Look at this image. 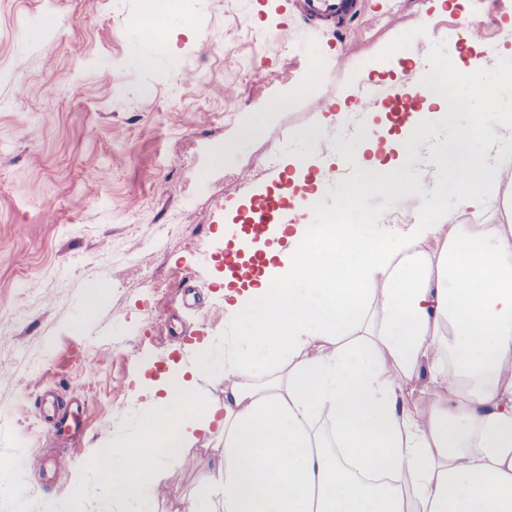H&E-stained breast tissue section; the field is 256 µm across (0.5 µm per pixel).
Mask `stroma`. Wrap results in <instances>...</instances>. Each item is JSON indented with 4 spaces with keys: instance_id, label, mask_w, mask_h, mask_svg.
Returning <instances> with one entry per match:
<instances>
[{
    "instance_id": "stroma-1",
    "label": "stroma",
    "mask_w": 512,
    "mask_h": 512,
    "mask_svg": "<svg viewBox=\"0 0 512 512\" xmlns=\"http://www.w3.org/2000/svg\"><path fill=\"white\" fill-rule=\"evenodd\" d=\"M361 17L333 30L284 0H181L137 21L148 0H0V512H97L85 492L136 409L198 347L224 357V236L250 196L275 192L295 163L378 158L401 192L419 177L396 145L383 107L427 63L454 58L486 70L512 57V0H362ZM476 22L464 44L443 38L457 17ZM496 46L487 57L483 48ZM330 68L318 90L306 75ZM375 94L356 108L362 86ZM286 100L279 111L270 101ZM372 113L376 148L337 134ZM259 133L230 161L217 150L243 127ZM324 128L317 146L303 134ZM362 202L389 224L481 218L451 201L393 204L381 189ZM102 295L87 308V290ZM94 365L93 380L81 379ZM78 397L86 427L79 458L65 456L37 416L38 397ZM177 477L151 488L156 512H184L213 475L194 445Z\"/></svg>"
}]
</instances>
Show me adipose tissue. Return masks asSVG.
Listing matches in <instances>:
<instances>
[{"instance_id":"obj_1","label":"adipose tissue","mask_w":512,"mask_h":512,"mask_svg":"<svg viewBox=\"0 0 512 512\" xmlns=\"http://www.w3.org/2000/svg\"><path fill=\"white\" fill-rule=\"evenodd\" d=\"M431 118L400 139L435 155L416 193L507 223L353 224L328 246L294 225L227 306L256 322L224 354L223 401H198L181 375L164 384L96 469L95 496L155 512L158 471L214 429L217 475L187 512H512V152H469L470 126L433 147ZM475 172L478 187L460 182Z\"/></svg>"}]
</instances>
